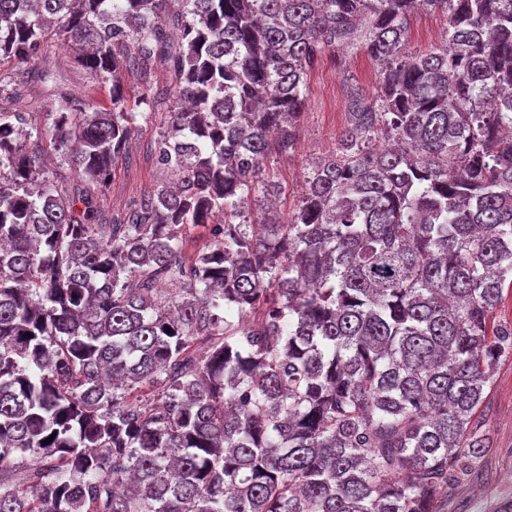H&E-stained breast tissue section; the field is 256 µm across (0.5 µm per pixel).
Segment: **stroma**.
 Returning a JSON list of instances; mask_svg holds the SVG:
<instances>
[{
    "label": "stroma",
    "instance_id": "35a3bbf8",
    "mask_svg": "<svg viewBox=\"0 0 512 512\" xmlns=\"http://www.w3.org/2000/svg\"><path fill=\"white\" fill-rule=\"evenodd\" d=\"M447 28L446 14L414 15L408 37L411 51H426L441 45ZM43 66L51 71V79L44 82L31 79L17 93H1L0 112L29 113L33 122L45 130L49 123L44 111L55 94L66 92L98 108H111V81L79 66L74 50L64 41H49L43 52ZM376 83V68L361 53L332 52L311 72L296 151L285 157L269 156L264 163L267 173L278 184L280 220H287L298 205L311 162L335 150L346 124L348 86L354 84L369 92ZM165 125L166 117L160 112L151 121L139 122L129 145V155L116 165L108 189L92 195L99 211L123 212L157 185L170 181V173L157 164L153 153ZM482 409L490 449L456 485L448 499V512H493L497 502L512 496V356L500 361L494 383L485 391Z\"/></svg>",
    "mask_w": 512,
    "mask_h": 512
}]
</instances>
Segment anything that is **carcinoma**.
Here are the masks:
<instances>
[{
	"instance_id": "1",
	"label": "carcinoma",
	"mask_w": 512,
	"mask_h": 512,
	"mask_svg": "<svg viewBox=\"0 0 512 512\" xmlns=\"http://www.w3.org/2000/svg\"><path fill=\"white\" fill-rule=\"evenodd\" d=\"M420 6L448 31L413 54ZM54 36L112 111L48 109L84 190L35 179L41 130L0 115V512H448L512 355V0H0V66ZM336 48L378 88H350L288 222L254 217ZM157 60L176 183L109 216L121 72Z\"/></svg>"
}]
</instances>
